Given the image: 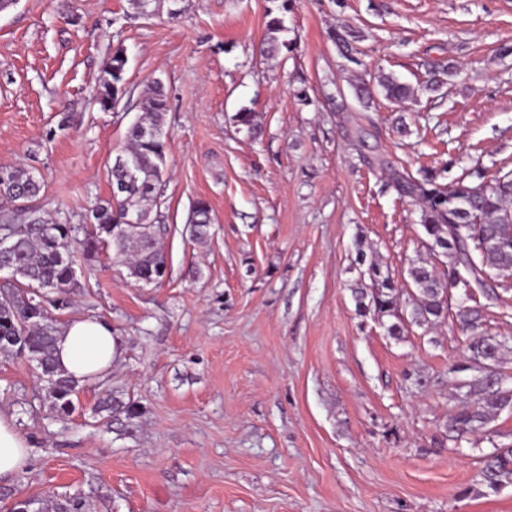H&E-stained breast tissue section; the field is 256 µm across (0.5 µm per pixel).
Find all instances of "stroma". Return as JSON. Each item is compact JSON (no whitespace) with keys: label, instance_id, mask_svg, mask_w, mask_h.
<instances>
[{"label":"stroma","instance_id":"35a3bbf8","mask_svg":"<svg viewBox=\"0 0 512 512\" xmlns=\"http://www.w3.org/2000/svg\"><path fill=\"white\" fill-rule=\"evenodd\" d=\"M281 3L154 0L142 17L129 0H18L0 13V166L42 178L45 217L85 223L112 194L136 101L157 83L168 97V274L143 285L78 259L60 319L109 323L122 354L82 384L69 417L49 411L28 361L0 355V414L32 457L0 480V512L48 494L81 495L86 512H512V483L483 478L492 448H512V410L488 434L448 439L464 288L398 340L352 294L372 287L363 256L405 295L410 263L449 262L379 160L445 186L476 165L512 169V0H295L284 48L265 57L266 11ZM344 25L363 34L354 63L329 38ZM119 47L132 102L103 112L92 94ZM437 71L439 91L400 103L339 98L358 81L416 86ZM244 108L259 138L235 122ZM199 199L213 219L201 240L188 224ZM494 290L477 300L506 340L512 386V281ZM106 395L137 416L105 422Z\"/></svg>","mask_w":512,"mask_h":512}]
</instances>
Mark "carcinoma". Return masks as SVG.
<instances>
[{
	"label": "carcinoma",
	"instance_id": "cac0c4a2",
	"mask_svg": "<svg viewBox=\"0 0 512 512\" xmlns=\"http://www.w3.org/2000/svg\"><path fill=\"white\" fill-rule=\"evenodd\" d=\"M266 33L261 51L267 55L278 52L279 34L285 30L283 18L267 12ZM331 40L338 53L349 62H356L355 43L362 34L346 26L334 30ZM126 65L122 51L112 54L103 71L93 102L103 112H109L125 95L124 69ZM385 97L401 101L415 95L409 84L392 76L379 81ZM140 115L129 124L126 145L114 159L109 173L111 183L124 185V190L112 201L92 209L93 230L81 239H71L65 230L68 219L55 220L49 224L27 208H17L0 215V226L11 232V248L0 252V265L12 267L14 279L0 286V354L25 357L35 363L38 377L45 382L49 397V408L56 416L65 418L74 409V397L79 393V382L59 368L53 350L60 328L52 318L51 311H62L69 307L68 301L56 302L52 296L63 292V288L74 279L76 265L75 250L85 256H99L104 252L110 259L122 264L129 277L139 280L153 277L158 266L165 263L157 248L156 239L166 231V225L151 218L154 207L161 204L164 193L163 173L166 167L167 133L150 136L145 129H164L167 100L160 86H155L139 103ZM235 120L247 128L254 138L262 134L261 126L254 121L253 113L242 109ZM380 169L388 173V185L398 194L409 197L418 206L419 222L430 240L429 249L437 248L452 257L453 262L469 270L474 287H489L484 278V266L490 265L496 272L506 266L512 267V171H500L488 178L479 168L461 174L447 189L437 183L436 177L423 175L415 179L405 176L387 164ZM42 189L41 181L34 175L10 167L0 166V198L12 202H29L36 199ZM195 223L193 235L203 239L211 224L210 207L207 201L198 199L192 207ZM141 217L138 224L125 223L132 216ZM113 224L125 225L123 243L112 247V236L106 228ZM461 224L467 228L462 236L448 234V225ZM367 272L373 282V290L366 292L358 288L354 299L359 312L373 313L379 317L393 319L387 333L395 339L407 332V322H429L441 317L447 306L448 271H438L433 265L413 263L408 276L416 287L414 299L410 300V318L401 312L400 292L395 287L389 272L375 260H366ZM459 327L469 333L468 357L479 360L493 368L502 363V344L483 327L479 306L458 310ZM471 373L462 392L463 406L448 419V433L456 441L465 435L485 429L504 409L512 407V396L495 385L497 375L477 368L465 366V361L451 364L448 374ZM99 412L122 414L130 419L138 413L133 401L121 402L110 398L102 400ZM484 480L495 487L512 482V448H496L487 455L483 467Z\"/></svg>",
	"mask_w": 512,
	"mask_h": 512
}]
</instances>
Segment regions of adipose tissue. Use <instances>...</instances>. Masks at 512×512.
Here are the masks:
<instances>
[{"label":"adipose tissue","instance_id":"ef3b65f1","mask_svg":"<svg viewBox=\"0 0 512 512\" xmlns=\"http://www.w3.org/2000/svg\"><path fill=\"white\" fill-rule=\"evenodd\" d=\"M120 341L111 326L95 318L66 324L56 344L58 364L79 382H92L108 374L119 354ZM28 443L10 419L0 415V478L29 469Z\"/></svg>","mask_w":512,"mask_h":512}]
</instances>
